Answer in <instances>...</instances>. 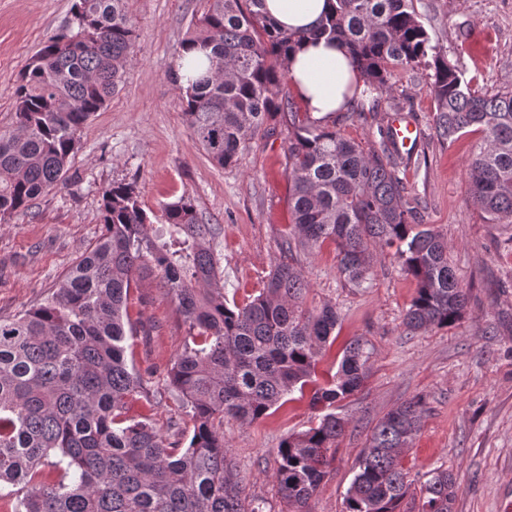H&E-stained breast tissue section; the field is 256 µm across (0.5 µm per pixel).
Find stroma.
Listing matches in <instances>:
<instances>
[{
    "mask_svg": "<svg viewBox=\"0 0 512 512\" xmlns=\"http://www.w3.org/2000/svg\"><path fill=\"white\" fill-rule=\"evenodd\" d=\"M414 6L433 44L458 63L476 91L512 89V0H414ZM203 7L202 0H126L137 34L134 58L110 100L82 128L67 181L0 223V317L43 302L97 241L100 200L110 184L135 183L149 213L190 199L204 221L224 228L213 248L227 298L250 301L275 265L287 261L309 283L307 307H336L337 338L319 374L335 371L353 338L374 347L366 383L341 403L349 424L308 512H341L372 429L414 397L423 400L425 414L403 453L412 481L405 512H419L421 485L436 469L460 484L453 512H512V224L489 223L471 199L466 161L475 135L438 139L436 103L421 66L398 71L389 99L340 125L345 137L367 147L379 145L392 113H407L422 128L418 158L400 165L399 176L421 204L420 222L447 238L448 262L469 300L460 322L411 335L402 321L416 283L390 254L374 252L371 282L358 290L339 278L333 244L286 248L292 215L284 136L257 140L237 165L225 168L196 142L170 74ZM70 8L71 0H0V133L14 126L22 70L68 23ZM126 313L133 328L127 360L153 374L128 414L150 417L166 438H180L189 419L167 371L189 329L153 262H142ZM317 416L308 397L297 396L254 423L225 422L236 479L248 499L262 501L264 512L285 508L274 481L280 441Z\"/></svg>",
    "mask_w": 512,
    "mask_h": 512,
    "instance_id": "obj_1",
    "label": "stroma"
}]
</instances>
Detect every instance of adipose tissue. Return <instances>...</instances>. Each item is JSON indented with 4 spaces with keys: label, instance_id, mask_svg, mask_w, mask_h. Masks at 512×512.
<instances>
[{
    "label": "adipose tissue",
    "instance_id": "1",
    "mask_svg": "<svg viewBox=\"0 0 512 512\" xmlns=\"http://www.w3.org/2000/svg\"><path fill=\"white\" fill-rule=\"evenodd\" d=\"M333 0H264L263 11L290 31L306 30L327 13ZM293 89L306 112L327 122L348 109L360 75L344 50L326 40L306 41L285 62Z\"/></svg>",
    "mask_w": 512,
    "mask_h": 512
}]
</instances>
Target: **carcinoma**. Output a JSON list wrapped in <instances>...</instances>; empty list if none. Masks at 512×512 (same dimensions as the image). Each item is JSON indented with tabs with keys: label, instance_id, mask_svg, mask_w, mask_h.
Listing matches in <instances>:
<instances>
[{
	"label": "carcinoma",
	"instance_id": "carcinoma-1",
	"mask_svg": "<svg viewBox=\"0 0 512 512\" xmlns=\"http://www.w3.org/2000/svg\"><path fill=\"white\" fill-rule=\"evenodd\" d=\"M263 0H207L181 44L202 58L181 84L184 115L216 164H238L256 140L287 123L285 169L301 247L336 245L337 272L353 288L371 280L372 252L392 251L417 282L403 325L411 334L459 322L467 291L448 263V240L417 223L418 199L398 176L388 133L365 149L332 124L298 111L284 92L285 60L306 39L338 42L360 71V97L379 107L394 69H432L435 132L450 142L482 134L467 160L470 193L492 224H512V89L483 95L432 44L414 0H335L312 28L288 32L261 10ZM126 0H74L68 25L24 67L15 128L0 134V223L64 183L79 133L100 111L134 56ZM104 231L43 303L0 319V485L15 512H263L242 498L221 426L251 424L312 386L316 423L284 437L274 474L286 512H307L345 432L339 403L370 370L372 344L356 337L333 379L316 383L336 309L304 307L308 283L283 262L260 294L230 303L217 288L219 224H206L182 198L151 217L132 183L102 193ZM163 224L153 230V221ZM162 273L190 341L168 369L191 427L168 441L148 417L130 418L128 401L146 380L128 365L126 303L145 257ZM424 404L410 399L372 429L342 512H402L410 483L402 453L420 429ZM53 467L47 476L42 466ZM421 512H452L456 483L437 470L425 482Z\"/></svg>",
	"mask_w": 512,
	"mask_h": 512
}]
</instances>
